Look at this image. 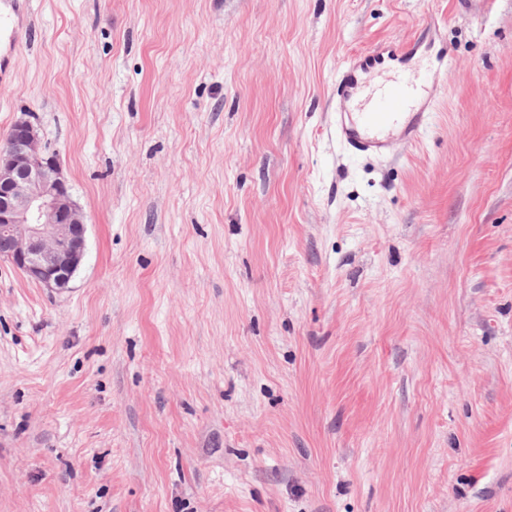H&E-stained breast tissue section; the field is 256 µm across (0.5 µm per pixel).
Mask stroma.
Listing matches in <instances>:
<instances>
[{
    "label": "stroma",
    "mask_w": 512,
    "mask_h": 512,
    "mask_svg": "<svg viewBox=\"0 0 512 512\" xmlns=\"http://www.w3.org/2000/svg\"><path fill=\"white\" fill-rule=\"evenodd\" d=\"M32 2L0 145L87 250L0 260V512H512V0ZM414 37L432 125L348 154L338 71ZM86 226L36 127L16 121L0 148V233L8 242L1 259L49 292H62L85 256Z\"/></svg>",
    "instance_id": "1"
}]
</instances>
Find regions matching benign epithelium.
Masks as SVG:
<instances>
[{
	"instance_id": "1",
	"label": "benign epithelium",
	"mask_w": 512,
	"mask_h": 512,
	"mask_svg": "<svg viewBox=\"0 0 512 512\" xmlns=\"http://www.w3.org/2000/svg\"><path fill=\"white\" fill-rule=\"evenodd\" d=\"M84 216L56 158L29 120L10 128L0 148V257L49 292L69 287L86 250Z\"/></svg>"
}]
</instances>
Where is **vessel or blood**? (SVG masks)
<instances>
[{
    "instance_id": "b4317fda",
    "label": "vessel or blood",
    "mask_w": 512,
    "mask_h": 512,
    "mask_svg": "<svg viewBox=\"0 0 512 512\" xmlns=\"http://www.w3.org/2000/svg\"><path fill=\"white\" fill-rule=\"evenodd\" d=\"M0 76L8 77L12 59L29 35L30 0H0ZM414 44L381 46L351 56L336 80L335 135L350 153L386 156L396 145L418 144L436 111V76L409 74L370 88L372 77L387 74Z\"/></svg>"
}]
</instances>
